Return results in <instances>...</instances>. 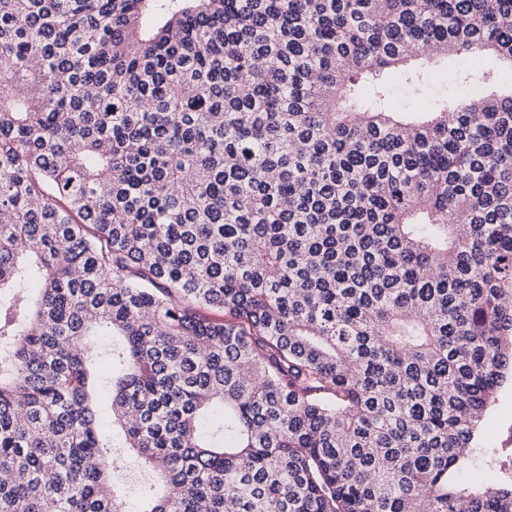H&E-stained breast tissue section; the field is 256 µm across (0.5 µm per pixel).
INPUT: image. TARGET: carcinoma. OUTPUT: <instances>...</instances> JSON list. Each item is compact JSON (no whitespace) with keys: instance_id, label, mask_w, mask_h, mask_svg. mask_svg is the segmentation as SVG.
<instances>
[{"instance_id":"obj_1","label":"carcinoma","mask_w":512,"mask_h":512,"mask_svg":"<svg viewBox=\"0 0 512 512\" xmlns=\"http://www.w3.org/2000/svg\"><path fill=\"white\" fill-rule=\"evenodd\" d=\"M487 50L512 0H0V512H125L116 446L139 512H512V448L448 484L512 381V93L393 101ZM121 478L124 482L125 494L130 512H136L135 503L141 489L148 483L156 482V476L146 469L142 463L132 456L124 457Z\"/></svg>"}]
</instances>
